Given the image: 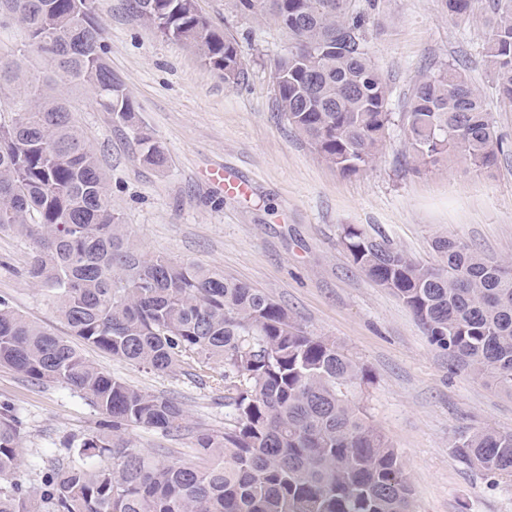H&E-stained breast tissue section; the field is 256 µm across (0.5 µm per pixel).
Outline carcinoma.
<instances>
[{"mask_svg":"<svg viewBox=\"0 0 512 512\" xmlns=\"http://www.w3.org/2000/svg\"><path fill=\"white\" fill-rule=\"evenodd\" d=\"M354 2L234 0L241 15L264 13L288 33L291 46L274 62L278 111L345 176L373 165L396 118ZM444 6L460 21L473 12L472 0ZM131 9L194 48L225 84L243 76L236 38L214 28L197 0H131ZM0 20L20 23L25 36L22 48L0 52V92L12 95L11 112L0 113V229L35 242L28 275L70 331L58 336L0 299V368L80 394L109 429L70 443L77 460L50 467L32 489L19 474L23 421L0 401V512H411L399 454L354 394L368 381L364 365L219 269L138 254L67 93L23 62L35 50L48 70L133 124L91 0H0ZM482 21L487 68L512 105V0H493ZM403 121L416 170L450 162L484 170L503 153L482 94L453 66L414 87ZM138 144L147 164L165 167L147 133ZM340 243L456 368L512 394L511 268L444 237L434 241L441 261L422 263L356 224L342 227ZM79 342L155 372L221 368L224 431L196 435L205 464L166 463L132 447L130 429L179 433L181 403L112 376ZM451 448L466 465L512 474V432L464 431Z\"/></svg>","mask_w":512,"mask_h":512,"instance_id":"cac0c4a2","label":"carcinoma"}]
</instances>
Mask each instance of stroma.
<instances>
[{
  "mask_svg": "<svg viewBox=\"0 0 512 512\" xmlns=\"http://www.w3.org/2000/svg\"><path fill=\"white\" fill-rule=\"evenodd\" d=\"M451 18L441 0H358L371 55L391 87L390 107L405 112L415 84L445 66L461 68L483 95L504 153L492 169L451 164L414 170L404 126L395 123L374 165L342 175L294 133L276 108L273 60L289 38L266 16L243 17L231 0H199L203 14L239 42L245 77L225 84L197 53L162 38L130 11L129 0H93L106 59L130 96L135 126L120 124L86 89L74 90L83 128L102 155L119 215L141 254L224 270L293 312L303 326L342 346L370 372L363 400L397 449L412 512H512V476L492 475L452 453L457 432H512V395L452 371L409 309L358 270L339 243L343 225L385 237L392 247L433 262L439 237L475 245L512 263V107L504 106L484 64L486 29ZM161 145L167 165L143 162L138 132ZM223 168L246 184L224 195L211 180ZM33 241L0 230V298L56 333L65 328L27 274ZM86 356L128 384L178 400V435L133 429V446L159 460L197 459V431L224 428V401L212 381L156 373L96 349ZM23 420L20 475L38 486L64 442L97 431L98 411L70 389L36 385L0 369V400Z\"/></svg>",
  "mask_w": 512,
  "mask_h": 512,
  "instance_id": "stroma-1",
  "label": "stroma"
}]
</instances>
